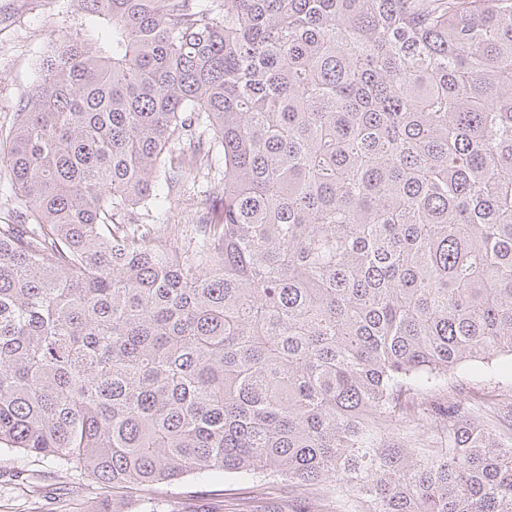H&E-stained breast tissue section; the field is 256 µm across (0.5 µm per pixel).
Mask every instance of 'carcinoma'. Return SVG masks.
<instances>
[{"label": "carcinoma", "instance_id": "1", "mask_svg": "<svg viewBox=\"0 0 512 512\" xmlns=\"http://www.w3.org/2000/svg\"><path fill=\"white\" fill-rule=\"evenodd\" d=\"M77 6L0 131V450L512 512L458 384L512 357V0Z\"/></svg>", "mask_w": 512, "mask_h": 512}]
</instances>
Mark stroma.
Returning <instances> with one entry per match:
<instances>
[{
    "instance_id": "35a3bbf8",
    "label": "stroma",
    "mask_w": 512,
    "mask_h": 512,
    "mask_svg": "<svg viewBox=\"0 0 512 512\" xmlns=\"http://www.w3.org/2000/svg\"><path fill=\"white\" fill-rule=\"evenodd\" d=\"M84 18L75 0L60 9L42 0H0V127H8L40 75L45 56L79 29ZM151 496L162 512H289L286 482H245L233 476L194 475L150 491L112 492L50 458L0 451V512H140Z\"/></svg>"
}]
</instances>
